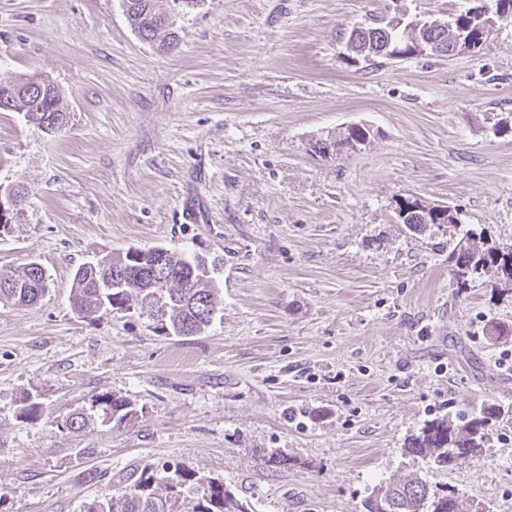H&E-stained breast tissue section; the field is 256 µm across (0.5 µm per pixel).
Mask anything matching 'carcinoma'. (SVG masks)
<instances>
[{
    "mask_svg": "<svg viewBox=\"0 0 512 512\" xmlns=\"http://www.w3.org/2000/svg\"><path fill=\"white\" fill-rule=\"evenodd\" d=\"M127 16L139 37L155 46L160 53L176 45L174 30L178 11L163 13L156 10L155 0H127ZM494 10L469 7L451 17V22L427 20L415 31L397 28L390 23L355 26L349 31L346 44L352 59L370 61L377 57H410L414 44L429 42L436 46V56L453 58L452 46L459 40L488 41L501 26L512 25V0H491ZM24 112L32 118L34 127L46 133H58L68 123L69 112L58 93L41 95L11 94L0 97V112ZM368 132L356 126L347 127L336 137L350 145L368 141ZM397 216L407 228L419 229L429 224L458 225L450 207L431 204L419 197H402L397 201ZM158 248H135L123 254H106L95 264L88 262L75 272L71 303L80 314L90 317L101 311L129 309L149 316L156 329L165 335L195 336L206 331L216 312L215 287L205 260L187 258L166 250V287L153 284L143 267L152 262ZM448 266L456 280L466 274L472 278L486 275V268L495 269L494 279L512 286V249L507 250L489 241L483 233L463 231L448 254ZM122 276L123 287H112V272ZM49 276L37 261L23 264L10 273L0 274V300L18 305L38 303L48 291ZM505 414L499 402H487L467 417L438 416L427 421L410 436L406 451L435 465L446 468L457 465L466 455L476 456L470 449L481 448L492 426ZM137 417L135 405L114 394L102 393L91 397L87 406L71 412L62 428L79 433L96 422L121 424ZM195 494L191 512H252L244 510V502L224 491V482L208 478L183 464L166 461L146 463L133 473L131 482L107 484L101 494L85 503L83 512H180L186 490ZM460 495L448 492L439 495L426 481L412 477L399 483L377 488L365 501L366 512H462Z\"/></svg>",
    "mask_w": 512,
    "mask_h": 512,
    "instance_id": "carcinoma-1",
    "label": "carcinoma"
}]
</instances>
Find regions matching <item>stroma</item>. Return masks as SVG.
<instances>
[{"instance_id": "1", "label": "stroma", "mask_w": 512, "mask_h": 512, "mask_svg": "<svg viewBox=\"0 0 512 512\" xmlns=\"http://www.w3.org/2000/svg\"><path fill=\"white\" fill-rule=\"evenodd\" d=\"M470 5L202 0L160 54L122 0H0V74L51 79L71 114L49 136L0 112V184L30 191L26 221L0 235V273L36 260L50 276L39 304L0 301V512H80L166 461L253 512H365L376 487L417 474L464 512H512L511 417L475 461L405 450L427 420L512 403L497 363L512 290L457 285L448 266L463 227L512 245V26L451 61L355 63L340 38ZM351 125L369 132L361 150L314 154ZM409 195L451 206L458 227L409 231L395 214ZM154 246L215 262L204 334L75 313L82 263ZM105 392L137 419L62 428ZM273 451L291 465L270 466Z\"/></svg>"}]
</instances>
